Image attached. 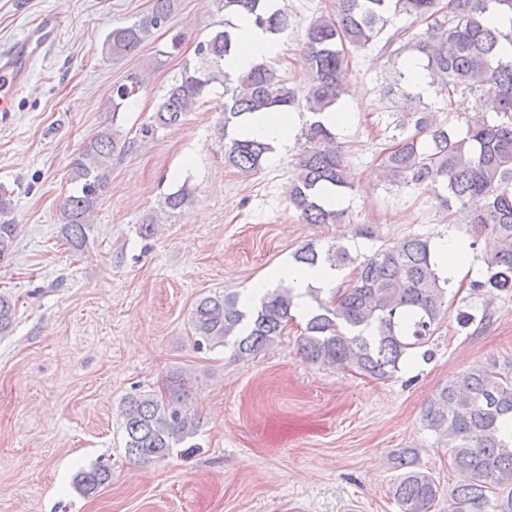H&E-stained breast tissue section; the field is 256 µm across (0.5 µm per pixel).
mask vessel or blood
Listing matches in <instances>:
<instances>
[{
	"instance_id": "1",
	"label": "vessel or blood",
	"mask_w": 512,
	"mask_h": 512,
	"mask_svg": "<svg viewBox=\"0 0 512 512\" xmlns=\"http://www.w3.org/2000/svg\"><path fill=\"white\" fill-rule=\"evenodd\" d=\"M60 25L56 12H47L40 22L25 30L11 45L0 50V114L12 112L19 94L32 80L37 61L44 59L45 49L55 41Z\"/></svg>"
}]
</instances>
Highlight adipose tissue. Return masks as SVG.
<instances>
[{
  "instance_id": "obj_1",
  "label": "adipose tissue",
  "mask_w": 512,
  "mask_h": 512,
  "mask_svg": "<svg viewBox=\"0 0 512 512\" xmlns=\"http://www.w3.org/2000/svg\"><path fill=\"white\" fill-rule=\"evenodd\" d=\"M235 32L242 38L241 48L234 60L225 64L224 69L230 74H238L249 70L258 62L274 57L279 43L274 37L256 27L250 16H238L234 22ZM243 134L259 138L283 150L290 145L293 131L292 124L284 120L280 114L256 112L249 115L243 125ZM434 262L449 280H456L464 272L469 271V245L466 239L450 234L438 239L433 245ZM290 285L295 294L294 303L301 315H309L312 305L310 289L316 288L322 293H330L336 288L339 279L335 269L321 263L314 267H301L288 262L271 269L260 281L251 288V295H260L273 283Z\"/></svg>"
}]
</instances>
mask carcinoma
<instances>
[{"label":"carcinoma","mask_w":512,"mask_h":512,"mask_svg":"<svg viewBox=\"0 0 512 512\" xmlns=\"http://www.w3.org/2000/svg\"><path fill=\"white\" fill-rule=\"evenodd\" d=\"M226 15L243 12L270 33L288 27V14L268 0H216ZM440 15L439 0H335V10L309 22L303 41L307 83L288 85L263 61L232 76L224 59L239 50L237 35L218 31L197 45V64L185 65L158 104L142 138L159 128L178 124L203 100L214 83H225L224 162L241 173L258 170L271 144L239 133L245 115L283 113L302 108L313 119L301 131L297 172L288 204L307 224H339L345 210L329 194L341 196L353 188L354 177L336 134L318 116L332 110L347 89L350 52L379 40L398 15H406L426 30L409 36L411 50L427 60L431 84L448 96L451 112H474L462 132L441 123L430 112L407 113L414 133L402 135L387 148L379 168L392 185L434 192L458 228L488 239L487 279L472 284L479 297L512 291V0H448ZM177 0H152L149 11L105 37L104 54H134L154 34L168 27ZM161 51L146 68L127 72L112 87V119L127 101L147 88L148 75L166 65ZM134 142L110 125L85 141L73 161L77 189L60 206L62 235L81 250L90 224L112 176V159L126 154ZM11 200L0 190V262L11 255L18 225L11 217ZM299 266L327 263L341 271L353 267L350 287L336 289L324 301L312 294L316 308L298 337L299 354L309 363L354 370L375 379L394 376L414 351L428 349L436 326L448 313V280L439 276L430 242L413 234L381 247L362 260L341 245L326 252L306 244L294 253ZM240 294L225 291L204 296L191 313L195 346L232 344L235 358L249 360L284 335L292 319L293 288H270L249 310ZM15 319V304L0 295V335ZM122 427L129 459L148 463L170 456L195 434L197 424L183 395L172 389L165 396L141 391L122 401ZM422 419L447 446L459 475L448 491V512H512V362H492L465 370L435 391ZM417 448L390 454L395 477L391 494L400 512H429L441 494L434 477L421 467ZM110 467L97 464L81 471L76 490L89 496L109 483Z\"/></svg>","instance_id":"1"}]
</instances>
